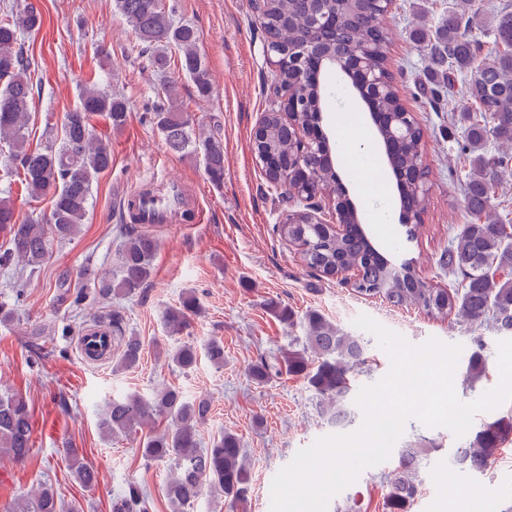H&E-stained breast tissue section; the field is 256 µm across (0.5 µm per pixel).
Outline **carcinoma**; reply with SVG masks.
<instances>
[{
  "label": "carcinoma",
  "instance_id": "obj_1",
  "mask_svg": "<svg viewBox=\"0 0 512 512\" xmlns=\"http://www.w3.org/2000/svg\"><path fill=\"white\" fill-rule=\"evenodd\" d=\"M475 0H453L448 16L431 31L416 30L415 40L430 46L432 70L437 85L436 97L455 79L464 81L466 104L456 115L462 148L470 154V172L465 183V203L470 216L453 237L448 248V270L462 277L463 288L449 292L431 288L412 265L393 266L376 256L367 243L354 216H344L346 229L337 236L325 224H309L308 217L293 218L279 225L282 235L301 247L306 265L323 274L353 268L358 280L353 288L362 295L380 296L394 306L418 307L434 316L455 312L472 323L488 322L498 332L512 333V278L498 279L497 271L512 272V224H501L492 214L493 198L501 170L512 163V155L495 153V146L512 145V10L485 13L474 8ZM116 10L125 18L138 38L131 51L147 55L152 70L165 75L171 70L169 49L178 50L179 69L200 98L212 92L209 69L199 52L201 32L189 23L175 19L174 11L162 0H114ZM254 11L265 44L279 57L278 83L288 89L291 118L299 127L318 124L323 96L317 83L315 61L318 54L340 55L349 62L362 51L370 54L376 75L393 81L387 67L386 48L390 32L385 24L387 11L382 0H254ZM43 18L29 2L6 0L0 5V153L5 161L22 172L27 194L38 199L50 196L52 207L42 217L20 220L7 198L0 199V231L6 240L0 244V267L17 263L35 270L52 252L53 245L74 239L89 210L93 183L112 167V150L94 136L91 117L107 115L112 128H121L128 117L125 97L85 85L79 105L64 114L61 136L41 149L28 147L29 124L34 109L35 91L41 83L33 81L39 63L27 53L26 34L40 30ZM490 28L497 52L477 61L479 44L475 29ZM371 112H396L400 99L391 86L368 104ZM152 123L162 134L169 149L182 155L201 158L205 173L216 185L224 183V143L213 135L195 133L180 102L177 82L168 80L162 87L161 102L151 114ZM423 133L417 124L408 125L405 142L399 146L389 165L399 179L403 199L401 208L411 214L412 226L407 239L414 240L426 207L421 187L425 173H417V158ZM261 152L276 158L288 170L294 186L320 193L336 192L339 172L318 151L301 149L288 124L277 113L265 117ZM121 242L113 258V269L99 273L87 264L80 278L92 287L75 294L66 291L62 301L82 310L98 300L131 297L144 289L152 275V262L158 250L155 237L125 225ZM199 310L195 294L184 297L180 306L165 316L169 334L179 335L189 326L188 316ZM271 313L289 327H300L305 345L286 352L273 363L261 360L248 370L256 384L282 372L303 379L316 398V407L327 422L343 426L352 421L349 373L365 361L366 345L359 336L338 329L316 312L302 317L279 305H270ZM112 342L119 351L116 369L129 371L141 361L140 337L127 335L124 317L112 312ZM211 364L224 366V343L209 340L204 347ZM199 354L194 340L184 341L172 354L175 367L183 372L194 368ZM482 348L473 353L467 367L470 381L485 372ZM211 410L205 397L193 401L182 392L164 386L150 399L128 394L112 399L104 410L100 426L109 436H128L159 418L170 421L167 428L143 441L142 456L171 465L166 495L172 512H189L204 493L224 499L226 512H242L249 492V471L240 440L226 432L202 447L199 425ZM512 436V420L486 423L476 431L467 448L457 450L454 461L463 470L481 472L498 448ZM31 412L23 394L6 390L0 393V453L17 462L30 454ZM423 448L401 450L398 466L387 479L386 512H408L415 494V474ZM71 457L79 482L90 487L97 482V471L81 462L72 448ZM149 498L141 485H128L125 493L112 502V512H149ZM6 512H59L52 488L46 484L15 499Z\"/></svg>",
  "mask_w": 512,
  "mask_h": 512
}]
</instances>
